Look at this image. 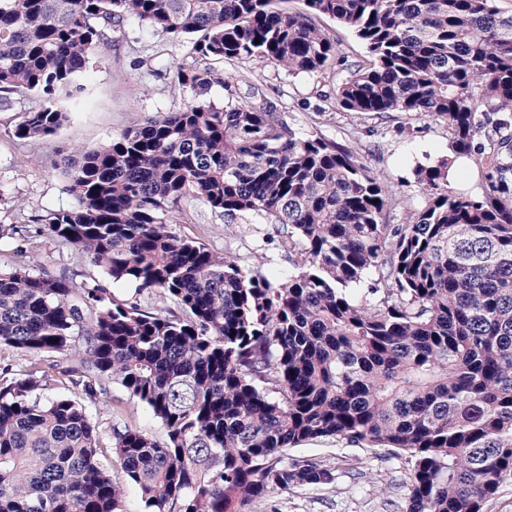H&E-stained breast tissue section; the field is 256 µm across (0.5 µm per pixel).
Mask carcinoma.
Returning <instances> with one entry per match:
<instances>
[{
    "mask_svg": "<svg viewBox=\"0 0 512 512\" xmlns=\"http://www.w3.org/2000/svg\"><path fill=\"white\" fill-rule=\"evenodd\" d=\"M273 2L0 0V111L12 94L39 101L19 139L68 121L61 102H81L98 47L128 24L184 43L161 70L192 94L66 158L75 203L36 222L101 277L35 269L23 234L0 266V348L26 357L0 364V512H129V489L142 512H251L333 483L331 467L289 454L326 439L405 454V512H483L512 475V13L496 0ZM318 16L367 53L332 109L431 117L481 196L448 188L449 159L419 164L423 205L387 224L402 201L385 178L216 68L327 73L338 42ZM215 83L221 107L203 98ZM190 200L286 226L292 270H246L183 237ZM119 282L135 294L112 296ZM114 383L162 435L94 417Z\"/></svg>",
    "mask_w": 512,
    "mask_h": 512,
    "instance_id": "obj_1",
    "label": "carcinoma"
}]
</instances>
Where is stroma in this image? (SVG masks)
I'll list each match as a JSON object with an SVG mask.
<instances>
[{"instance_id": "1", "label": "stroma", "mask_w": 512, "mask_h": 512, "mask_svg": "<svg viewBox=\"0 0 512 512\" xmlns=\"http://www.w3.org/2000/svg\"><path fill=\"white\" fill-rule=\"evenodd\" d=\"M321 26L340 42L336 65L330 74H292L275 67L240 63L266 97L287 111L300 133L322 136L355 151L374 173L384 175L403 199L401 208L387 211L390 224L403 223L407 210L420 207L423 193L414 168L449 151L445 128L422 115L392 112L383 116L356 112H325L321 105L339 79L348 75L349 64L363 59L365 48L349 30L324 18ZM182 43L131 25L125 38L101 47L87 72L89 95L70 121L56 134L19 140L14 127L24 110L38 103L31 94L16 97L14 111L0 112V265L10 263L14 229L38 233L34 218L48 209L70 207L61 160L69 148H99L132 126L141 115L174 112L190 99L188 91L175 87L155 69L161 58H181ZM182 235L204 242L218 253L239 258L243 267L269 272L288 268V231L243 215L228 222L196 207L190 221L180 225ZM34 265L51 270L68 268L76 280L97 276L90 264L78 260L72 250L40 236ZM120 412L128 423L160 433L159 423L146 408L129 401L124 390L111 385L108 398L93 407L95 417ZM295 455L315 457L336 471L333 484L298 488L277 495L279 512H404L410 465L405 457L387 460L372 449L330 439L295 448Z\"/></svg>"}]
</instances>
